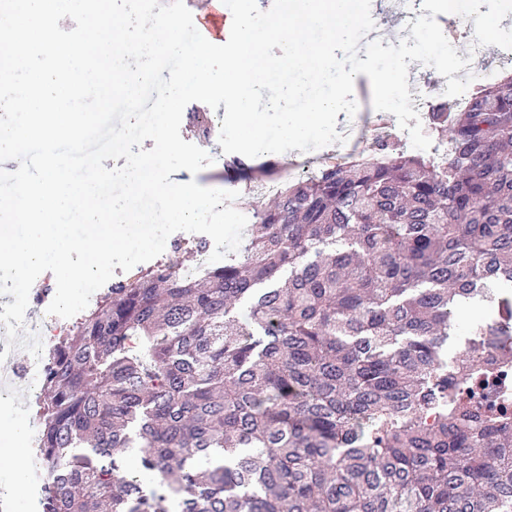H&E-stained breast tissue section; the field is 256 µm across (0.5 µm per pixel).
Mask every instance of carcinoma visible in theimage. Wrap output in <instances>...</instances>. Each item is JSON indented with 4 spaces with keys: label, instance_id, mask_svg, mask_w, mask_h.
Masks as SVG:
<instances>
[{
    "label": "carcinoma",
    "instance_id": "carcinoma-1",
    "mask_svg": "<svg viewBox=\"0 0 512 512\" xmlns=\"http://www.w3.org/2000/svg\"><path fill=\"white\" fill-rule=\"evenodd\" d=\"M428 121L251 203L244 260L112 281L48 355L40 512H512V417L463 398L512 362V75ZM469 308L470 309H466L464 312L458 315L456 325L458 336H450L449 342L451 346L448 349L450 355L461 353L463 351L464 345H466V347L471 346V340L468 338L469 336H467L466 330L473 315L479 314L488 318L490 315L495 313L494 306L487 302H478ZM461 336H464V344L460 340Z\"/></svg>",
    "mask_w": 512,
    "mask_h": 512
}]
</instances>
